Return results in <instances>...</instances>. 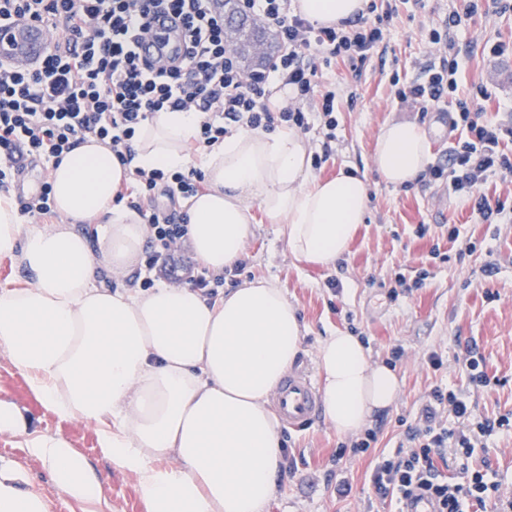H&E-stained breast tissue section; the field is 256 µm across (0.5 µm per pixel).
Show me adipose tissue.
Masks as SVG:
<instances>
[{
	"label": "adipose tissue",
	"mask_w": 512,
	"mask_h": 512,
	"mask_svg": "<svg viewBox=\"0 0 512 512\" xmlns=\"http://www.w3.org/2000/svg\"><path fill=\"white\" fill-rule=\"evenodd\" d=\"M367 0H297L326 25L364 13ZM199 130L191 111H161L142 124L131 164L87 139L51 175L56 224L26 222L0 196V257L32 276L0 286V350L35 397L63 418L93 422L111 465L136 476L146 512H270L286 450L270 400L301 352L305 326L284 290L263 279L215 298L189 285L113 288L105 276L133 271L148 231L117 203L132 169L189 166ZM430 162L415 121L382 125L372 153L389 183L415 181ZM206 186L188 201L187 240L220 273L244 257L254 210L277 224L289 254L335 265L370 209L368 184L350 171L313 178L297 130L240 128L201 158ZM93 222L95 234L76 232ZM320 407L338 435L355 436L393 407L400 381L372 361L359 336L336 330L317 345ZM0 431L27 436L55 488L101 502L103 487L83 455L59 436L32 435L22 413L0 401ZM0 467V512H48L42 492Z\"/></svg>",
	"instance_id": "obj_1"
}]
</instances>
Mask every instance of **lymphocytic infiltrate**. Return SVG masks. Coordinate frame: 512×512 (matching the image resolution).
I'll list each match as a JSON object with an SVG mask.
<instances>
[{
    "label": "lymphocytic infiltrate",
    "instance_id": "lymphocytic-infiltrate-1",
    "mask_svg": "<svg viewBox=\"0 0 512 512\" xmlns=\"http://www.w3.org/2000/svg\"><path fill=\"white\" fill-rule=\"evenodd\" d=\"M381 12L356 15L335 25L313 22L297 12L292 0H238L240 14L259 21L273 38V50L254 70H245L229 47L224 15L215 0H0V24L33 21L47 46L31 66L0 64V191L20 179L26 161L42 160L51 173L64 155L94 138L108 145L121 163H131L133 139L149 115L190 109L201 115L194 152L211 147L232 129H270L286 124L306 132L320 127L326 141L336 138L334 91L322 89L321 66L339 59L358 67L383 37L396 8L383 0ZM481 0H468L452 11L443 28L431 31L439 62L422 78L397 91L400 103L436 106L454 98L451 128L459 137L448 149V162L428 170L447 182L478 224L512 223V198L489 196L488 180L512 173V121L485 117L480 107L486 88L476 96L460 94L459 58L452 36L464 16L478 12ZM166 10L183 22L181 52L158 50L141 58L139 42L153 39L147 19ZM204 175L181 171L134 170L117 200L140 210L149 229L147 271L170 283L209 288L210 282L185 262V223L176 215L141 210L157 188L173 199L200 191ZM512 429V419L490 420L475 414L462 394L434 386L421 408L418 425L407 427L405 443L376 462L371 481L383 502L398 504L426 495L436 512H470L493 502L495 512H512V500L500 484L480 470L463 468L451 480L440 470L448 458H471L476 442Z\"/></svg>",
    "mask_w": 512,
    "mask_h": 512
}]
</instances>
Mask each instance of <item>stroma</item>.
I'll return each instance as SVG.
<instances>
[{
	"label": "stroma",
	"mask_w": 512,
	"mask_h": 512,
	"mask_svg": "<svg viewBox=\"0 0 512 512\" xmlns=\"http://www.w3.org/2000/svg\"><path fill=\"white\" fill-rule=\"evenodd\" d=\"M464 0H413L400 5L399 14L373 55L352 71L336 61L323 68L324 84L335 87L337 137L324 144L322 135H306L310 152L328 149L329 157L316 174L335 175L347 168L365 176L372 205L365 224L354 236L348 253L332 268H320L291 258L277 227L257 215V231L245 249L247 266L242 280L263 278L283 288L306 327L297 366L316 370V347L331 331L355 329L375 360L391 359L393 349L402 356L395 370L402 381L394 407L376 414L369 426L377 442L360 457L337 458L344 437L336 435L322 418L300 431L282 429L287 450L271 512H390L374 494L370 474L379 455L394 453L405 425L418 421L425 395L433 386L459 390L478 415L494 419L512 414V223L477 224L470 212L449 192L443 181L420 176L403 186L388 184L372 167L377 129L386 121L407 117L429 133L432 160L448 157L454 132L442 124L450 102L421 110L399 103L398 84L420 78L436 58L429 40L451 9L464 8ZM512 39V10L485 9L475 14L458 33L461 89L487 86L492 98L488 111L500 119L512 118V56H487L486 43ZM425 234H418V226ZM460 236L449 241V227ZM439 258H431V250ZM493 276H485L487 264ZM430 275L422 287L394 292L396 275L414 282L421 265ZM337 287H329V278ZM477 352L491 379L488 386H469L463 365L466 350ZM443 366H428L431 353ZM0 399L15 404L40 434L59 435L88 459L102 483L107 500L100 505L74 500L54 488L45 465L31 455L26 438L0 433V464L24 472L32 488L47 497L48 512H145L137 479L114 470L101 453L93 423L64 419L44 407L25 378L0 351ZM474 467L496 472L500 492L512 496V430L498 434L486 448L476 449ZM346 494H338L339 486Z\"/></svg>",
	"instance_id": "stroma-1"
}]
</instances>
